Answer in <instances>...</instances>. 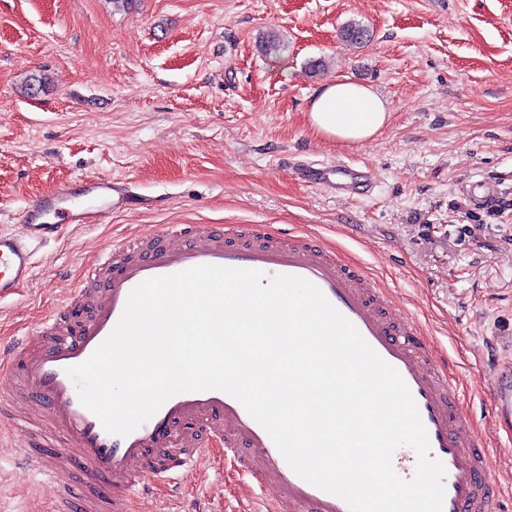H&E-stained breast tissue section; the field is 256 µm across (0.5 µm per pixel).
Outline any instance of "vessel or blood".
<instances>
[{
  "label": "vessel or blood",
  "instance_id": "obj_1",
  "mask_svg": "<svg viewBox=\"0 0 512 512\" xmlns=\"http://www.w3.org/2000/svg\"><path fill=\"white\" fill-rule=\"evenodd\" d=\"M309 183L342 193L354 169L343 161L298 162ZM465 191L482 208L496 196L485 180ZM129 199L126 184L108 178L84 181L36 196L22 211L18 231H0V300L18 295L33 278L37 248L55 238L58 224H101ZM129 240L113 243L82 276L69 299L88 314L76 323L54 313V328L39 324L28 335L0 340V423L16 433L20 460L55 486L54 512H133L152 484H174L189 467L205 469L216 453L248 486L275 487L266 512H350L341 498L311 485L287 464L276 445L229 394L182 392L127 436L107 433L78 397L68 368L90 358L118 322L139 283L200 265L255 270L266 278L293 275L320 288L328 301L405 381L426 428L430 455L446 469L442 512H500L506 490L487 469L490 440L458 406L447 361L438 359L423 332L373 286L362 270L307 235L283 236L267 224H161L131 253ZM495 425H512V357L491 373ZM415 451L399 447L393 466L411 479Z\"/></svg>",
  "mask_w": 512,
  "mask_h": 512
}]
</instances>
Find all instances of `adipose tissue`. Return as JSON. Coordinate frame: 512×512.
Wrapping results in <instances>:
<instances>
[{
	"instance_id": "obj_1",
	"label": "adipose tissue",
	"mask_w": 512,
	"mask_h": 512,
	"mask_svg": "<svg viewBox=\"0 0 512 512\" xmlns=\"http://www.w3.org/2000/svg\"><path fill=\"white\" fill-rule=\"evenodd\" d=\"M390 118L387 101L372 88L348 81L325 85L312 98L309 122L317 133L344 144L366 141Z\"/></svg>"
}]
</instances>
